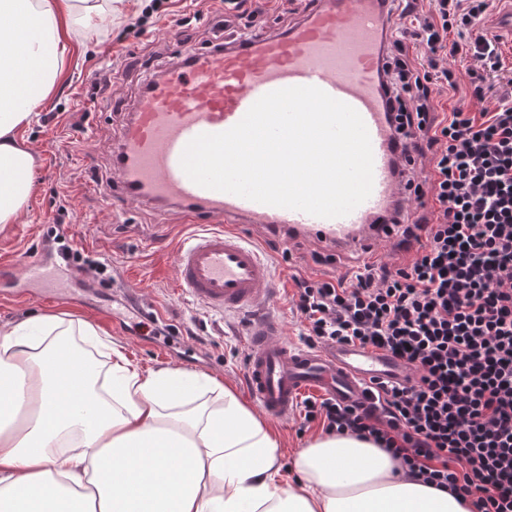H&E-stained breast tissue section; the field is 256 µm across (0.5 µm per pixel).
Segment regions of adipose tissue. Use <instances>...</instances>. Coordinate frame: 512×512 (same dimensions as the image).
<instances>
[{
    "instance_id": "obj_1",
    "label": "adipose tissue",
    "mask_w": 512,
    "mask_h": 512,
    "mask_svg": "<svg viewBox=\"0 0 512 512\" xmlns=\"http://www.w3.org/2000/svg\"><path fill=\"white\" fill-rule=\"evenodd\" d=\"M112 2L0 0V224L33 187L21 131ZM293 464L281 484L275 435L216 379L139 371L56 315L0 329V512H469L352 436L316 434Z\"/></svg>"
}]
</instances>
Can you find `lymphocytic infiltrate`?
I'll list each match as a JSON object with an SVG mask.
<instances>
[{
    "label": "lymphocytic infiltrate",
    "instance_id": "f902f5d3",
    "mask_svg": "<svg viewBox=\"0 0 512 512\" xmlns=\"http://www.w3.org/2000/svg\"><path fill=\"white\" fill-rule=\"evenodd\" d=\"M384 2L380 86L414 197L384 228L398 259L293 275L289 303L309 346L380 351L408 377L357 405L304 396L299 429L371 442L470 512H512V79L486 83L506 68L495 0ZM463 88L480 110L444 112Z\"/></svg>",
    "mask_w": 512,
    "mask_h": 512
}]
</instances>
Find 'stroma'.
Listing matches in <instances>:
<instances>
[{"instance_id": "1", "label": "stroma", "mask_w": 512, "mask_h": 512, "mask_svg": "<svg viewBox=\"0 0 512 512\" xmlns=\"http://www.w3.org/2000/svg\"><path fill=\"white\" fill-rule=\"evenodd\" d=\"M233 9L226 0H123L97 30L74 35L63 74L37 109L22 136L36 167L29 202L17 223L0 225V263L12 265V279L0 291L19 299L0 301V328L22 319L57 314L93 324L145 370L182 368L206 374L245 394L248 314L223 318L176 290L173 247L192 232L177 208L140 200L112 207L108 195L121 176L112 166L122 128L140 100L144 82L177 63L184 43L202 47L213 28ZM83 119L82 131L70 124ZM64 223H56L59 208ZM109 264L111 281L71 287L68 294L25 281L27 262L41 258L57 280L71 262L65 249ZM317 245L300 240L291 263L274 265L278 292L269 312L283 338L300 343L301 325L287 301L295 273L318 276L311 260ZM130 288L162 312L178 334L142 336L139 309L126 298Z\"/></svg>"}]
</instances>
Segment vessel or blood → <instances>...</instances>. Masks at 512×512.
Listing matches in <instances>:
<instances>
[{
    "instance_id": "vessel-or-blood-1",
    "label": "vessel or blood",
    "mask_w": 512,
    "mask_h": 512,
    "mask_svg": "<svg viewBox=\"0 0 512 512\" xmlns=\"http://www.w3.org/2000/svg\"><path fill=\"white\" fill-rule=\"evenodd\" d=\"M390 21L381 0H308L287 32H263L232 48L182 50L178 62L146 89L113 155L121 181L112 194L177 205L188 222L208 223L178 245L176 283L182 295L227 316L253 314L248 326L246 386L268 416L290 417L309 389L343 404L362 401L372 379L404 380L406 371L379 352L339 344L324 350L283 341L279 323L263 310L274 274L261 248L238 228L311 237L331 252L372 253V222L390 214L401 196L392 152L396 122L379 86L381 39ZM315 86L362 117L373 151V189L350 214L322 218L201 187L180 160L202 133L236 125L252 104L274 90Z\"/></svg>"
}]
</instances>
